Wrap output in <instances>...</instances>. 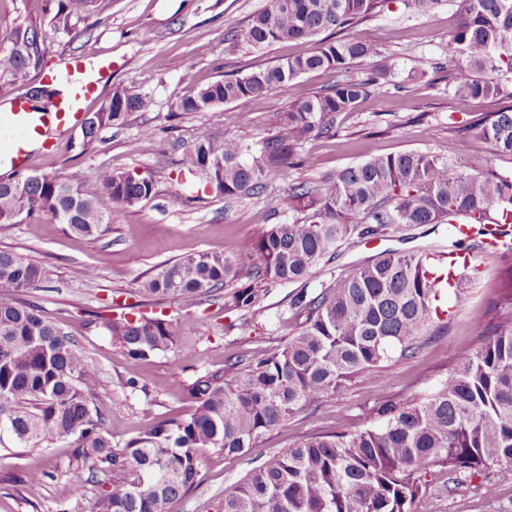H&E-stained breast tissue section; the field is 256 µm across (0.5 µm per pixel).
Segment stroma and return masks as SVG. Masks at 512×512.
Instances as JSON below:
<instances>
[{"mask_svg": "<svg viewBox=\"0 0 512 512\" xmlns=\"http://www.w3.org/2000/svg\"><path fill=\"white\" fill-rule=\"evenodd\" d=\"M60 0H0V51L12 29L35 25L42 32L43 59L31 70L29 86L42 84L44 72L58 69L73 55L106 58L112 70L98 101L84 111H99L113 87L123 85L146 95L147 106L132 113L125 125L104 128L92 142L81 129L62 139L50 156L31 160L34 173L66 175L82 170L94 178L103 168L115 172L151 173L154 192L136 206L113 214L109 229L88 240L62 232L50 217H31L0 228V250L41 264L48 277L23 291L44 315L69 332L80 353L99 371L96 404L108 410L107 427L123 442L150 424L141 414L151 405L152 418L182 417L192 412L187 389L193 379L224 365L227 358L260 359L280 349L304 321L292 309L300 290L316 293L341 273L375 260L386 251L421 253L471 249L474 239L457 240L447 224H392L380 235L344 241L334 256L304 282L272 283L258 304L233 312L224 309V294L193 301L139 299L137 288L158 265L184 255L208 251L245 257L255 235L268 225L290 220L281 209L285 183L256 195L227 199L188 187L200 128L224 138H239L260 151L278 130L279 115L302 97L335 84L332 71H311L267 94L224 105L218 112H183L180 101L213 81L247 74L297 55L320 51L322 36L251 49L239 41L249 18L266 0H91L78 16L62 19ZM459 22L454 0L423 17L404 10L402 0H386L353 34L374 39L382 53L355 64L350 76L365 79L386 72L380 92L341 114L335 137H308L294 149L293 177L321 185L336 171L368 157L405 151L447 158L465 172L489 169L512 174V157L494 155L477 135L463 136L454 123L483 112L512 106L500 96L482 102L455 97L446 81L407 82L410 69H429L446 54L448 36ZM172 66L160 70L159 58ZM93 268L89 279L73 277L75 266ZM460 296H448L446 317L435 321L428 344L415 356L388 362L382 383L363 373L317 411H304L266 434L240 456L207 453L200 460L201 485L176 501L172 512H214L213 502L225 486L239 482L257 464L308 435L356 431L370 425L371 411L384 400L396 402L428 394L448 379L455 356L480 346L498 326L512 321V255H495L469 271ZM140 303L143 312L165 315L176 329L175 347L145 361L125 357L102 327L100 316L110 300ZM46 477L39 490L27 493L30 470ZM415 512H512V481H500L495 469L462 476L449 486L448 476L431 469ZM83 483L73 498L70 488ZM101 490L87 467L77 464L63 446L30 450L0 447V512H94Z\"/></svg>", "mask_w": 512, "mask_h": 512, "instance_id": "obj_1", "label": "stroma"}]
</instances>
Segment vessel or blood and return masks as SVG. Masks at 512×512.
Wrapping results in <instances>:
<instances>
[{"label": "vessel or blood", "instance_id": "vessel-or-blood-1", "mask_svg": "<svg viewBox=\"0 0 512 512\" xmlns=\"http://www.w3.org/2000/svg\"><path fill=\"white\" fill-rule=\"evenodd\" d=\"M63 75L75 81L73 96L45 112L27 111L19 91H0V98L11 103L0 114V140L8 145L15 171L25 169L30 146H38L47 155L55 152L60 136L80 123L82 102L96 96L108 69L92 59L75 57L66 62Z\"/></svg>", "mask_w": 512, "mask_h": 512}]
</instances>
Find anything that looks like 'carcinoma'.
I'll return each instance as SVG.
<instances>
[{
    "mask_svg": "<svg viewBox=\"0 0 512 512\" xmlns=\"http://www.w3.org/2000/svg\"><path fill=\"white\" fill-rule=\"evenodd\" d=\"M384 0H267L241 40L264 48L322 32H340L367 18ZM414 16L442 0H403ZM460 21L448 36L445 61L454 95L484 101L512 80V0H458ZM41 32L34 25L12 30L0 53V86L22 85L42 61ZM380 54L367 37L340 38L321 53L289 58L242 77L218 80L184 99L186 112H213L263 95L316 69L343 73ZM379 85L378 78L342 79L325 92L289 106L278 132L260 156L251 146L220 139L207 129L196 138L194 173L226 197L254 195L273 181L288 188L282 209L300 213L270 224L256 236L240 282L241 259L196 252L167 263L142 281L139 293L193 300L224 291V308L256 305L267 286L307 279L342 241L368 237L390 224H485L512 215V176L493 170L454 172L448 160L409 151L373 156L348 166L322 185L290 178L295 145L317 132L335 135L338 117ZM146 98L116 86L97 126L82 128L84 142L103 127L122 126ZM476 130L494 154L512 156V107L482 113L460 132ZM150 177L108 168L88 179L39 174L0 179V226L34 214L51 217L62 231L89 240L108 230L114 212L149 198ZM442 269L432 254L387 253L358 266L314 296L302 289L291 306L305 325L272 355L256 361L230 359L188 387L193 411L160 421L124 443L112 439L93 397L97 368L74 340L35 304L0 298V446L49 448L65 443L90 473L106 476L96 512H170L174 502L201 483L206 452L241 455L306 408H320L352 378L367 372L383 385L381 370L417 355L430 331L432 305ZM47 279L40 264L0 251V288L15 292ZM122 312L103 327L134 361L171 350L173 324L159 316ZM376 424L356 432L313 434L252 468L246 479L224 488L216 512H412L426 489L422 473L438 467L456 484L461 476L492 466L512 472V329L504 328L477 349L458 352L448 382L429 395L402 403L382 401Z\"/></svg>",
    "mask_w": 512,
    "mask_h": 512,
    "instance_id": "cac0c4a2",
    "label": "carcinoma"
}]
</instances>
